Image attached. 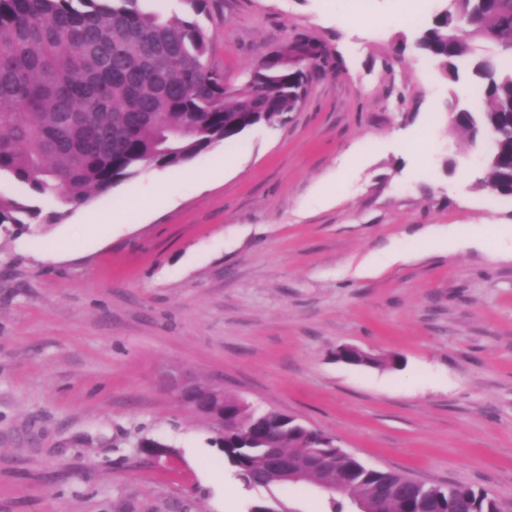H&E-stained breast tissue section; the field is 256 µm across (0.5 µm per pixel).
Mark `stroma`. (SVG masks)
Returning a JSON list of instances; mask_svg holds the SVG:
<instances>
[{
    "mask_svg": "<svg viewBox=\"0 0 512 512\" xmlns=\"http://www.w3.org/2000/svg\"><path fill=\"white\" fill-rule=\"evenodd\" d=\"M435 10L210 0L227 82L292 43L319 46L287 124L147 169L58 223L0 229V512H224L230 496L236 512H327L307 484L243 485L161 387L173 369L326 431L368 467L512 502V198L475 186L479 150L445 110L459 88L400 21ZM224 156L237 163L221 179L187 180ZM331 180L335 204L308 208ZM90 212L104 218L92 232ZM434 224L473 242L355 276ZM345 344L404 365L337 361Z\"/></svg>",
    "mask_w": 512,
    "mask_h": 512,
    "instance_id": "obj_1",
    "label": "stroma"
}]
</instances>
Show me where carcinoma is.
I'll return each instance as SVG.
<instances>
[{"label":"carcinoma","instance_id":"obj_1","mask_svg":"<svg viewBox=\"0 0 512 512\" xmlns=\"http://www.w3.org/2000/svg\"><path fill=\"white\" fill-rule=\"evenodd\" d=\"M145 0H0V175L40 199L73 207L108 195L144 170L185 165L213 146L235 141L256 124L286 121L305 93L307 71L288 59L320 57L309 41L261 58L237 86L209 60L210 37L196 20L208 0H179L186 14H163ZM452 83L479 104L456 100L451 130L488 156L476 185L512 198V0H446L414 42ZM37 205L0 196V227L37 220ZM336 358L365 367L399 368L397 354L362 356L341 347ZM233 422L215 434L236 477L248 487L288 484L269 470L267 448L298 462L308 484L345 485L328 512L344 501L374 504L376 512H512L469 485L411 483L396 471L370 468L335 447L331 434L288 420L276 410L241 405L224 394ZM258 420L272 425L270 444L253 439Z\"/></svg>","mask_w":512,"mask_h":512}]
</instances>
